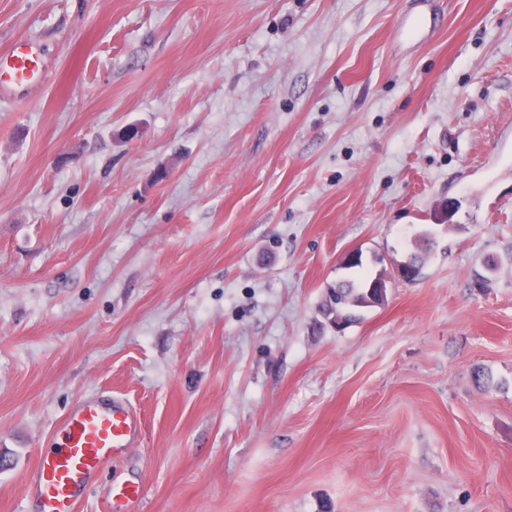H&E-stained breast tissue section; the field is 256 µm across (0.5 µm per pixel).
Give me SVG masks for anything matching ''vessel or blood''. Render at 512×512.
<instances>
[{
    "mask_svg": "<svg viewBox=\"0 0 512 512\" xmlns=\"http://www.w3.org/2000/svg\"><path fill=\"white\" fill-rule=\"evenodd\" d=\"M43 78V58L32 48L19 43L0 56V93L36 86ZM141 433L139 415L123 399L103 395L82 402L62 422L33 474L31 512H74L91 479L134 447ZM142 494L134 482L114 485L115 512H131Z\"/></svg>",
    "mask_w": 512,
    "mask_h": 512,
    "instance_id": "1",
    "label": "vessel or blood"
}]
</instances>
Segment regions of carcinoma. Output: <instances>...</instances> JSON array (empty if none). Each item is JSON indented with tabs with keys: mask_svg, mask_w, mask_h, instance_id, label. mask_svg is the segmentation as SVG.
Returning <instances> with one entry per match:
<instances>
[{
	"mask_svg": "<svg viewBox=\"0 0 512 512\" xmlns=\"http://www.w3.org/2000/svg\"><path fill=\"white\" fill-rule=\"evenodd\" d=\"M414 248L409 250L399 268L412 269L423 273L426 259L431 251L434 230L428 224H422L413 232ZM386 274L381 271L371 279L349 276L336 283L329 292V301L324 305L322 314L326 320L339 323H353L361 319L359 311L381 304L386 297Z\"/></svg>",
	"mask_w": 512,
	"mask_h": 512,
	"instance_id": "cac0c4a2",
	"label": "carcinoma"
}]
</instances>
